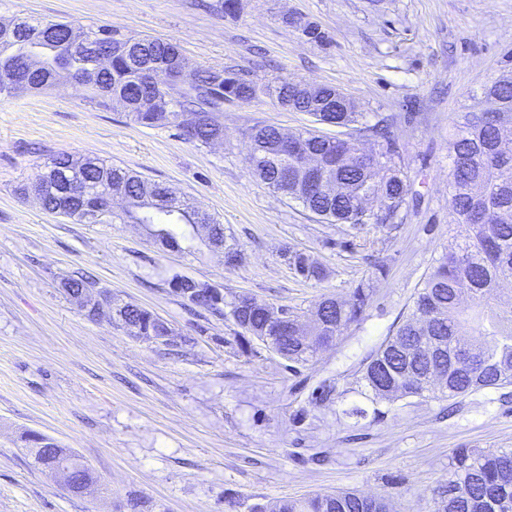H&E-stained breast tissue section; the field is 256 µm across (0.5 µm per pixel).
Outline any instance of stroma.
<instances>
[{"instance_id":"stroma-1","label":"stroma","mask_w":512,"mask_h":512,"mask_svg":"<svg viewBox=\"0 0 512 512\" xmlns=\"http://www.w3.org/2000/svg\"><path fill=\"white\" fill-rule=\"evenodd\" d=\"M0 0V21L49 18L176 40L194 67L234 66L265 79L338 86L390 118L415 196L404 224H321L255 180L246 131H294L307 114L260 99L224 107V142L198 146L171 127L133 124L68 81L0 96V512H229L245 502L350 490L394 512H432L456 448H512V385L456 398L377 402L363 364L413 310L425 274L452 244L448 139L460 113L512 48V0ZM318 23L330 43L299 40L282 21ZM61 153L96 157L176 188L219 216L222 254L178 227L161 250L137 224H76L21 194ZM311 254L324 280L298 276L283 248ZM385 264L375 274L374 261ZM209 281L225 300L246 293L305 312L372 279L361 321L296 370L264 346L244 354L230 316L189 310L168 272ZM82 272L115 300L154 312L172 330L151 343L109 320H89L63 289ZM364 417L349 416L352 407ZM35 431L78 454L100 486L69 491L35 465Z\"/></svg>"}]
</instances>
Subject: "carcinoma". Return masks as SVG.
<instances>
[{
	"instance_id": "1",
	"label": "carcinoma",
	"mask_w": 512,
	"mask_h": 512,
	"mask_svg": "<svg viewBox=\"0 0 512 512\" xmlns=\"http://www.w3.org/2000/svg\"><path fill=\"white\" fill-rule=\"evenodd\" d=\"M306 41L328 40L321 26L298 21ZM72 24L49 19H24L11 32L0 35V94L16 89L4 77L19 73L24 89L50 87L59 78L79 85L83 75L97 66L96 54L112 55V67L100 83H90L94 100L107 106L125 102L131 120L143 127L172 126L185 140L210 145L224 140V105H249L260 98L277 106L313 117V125L284 134L271 124L248 128L251 146L246 158L253 177L270 190L297 202L317 221L326 224H377L394 226L406 218L412 182L402 163L400 147L384 132L377 112H361L333 85L301 86L299 82L258 79L232 66L193 70L181 78L176 71L182 57L179 44L170 39L118 37L106 26L80 28L96 43L91 50L69 42ZM502 74L484 85L482 95L496 102L497 112H464L448 144L450 209L457 233L454 245L439 259L415 298V310L385 339L362 369L361 381L373 400L393 402L421 396L424 388L407 380L412 372L426 371L422 359L427 337L435 336L445 352L470 353V363L448 371L444 391L436 399L473 395L512 385V303L499 301L497 289L512 281V50L504 54ZM31 58L37 68L27 72L21 61ZM320 125L354 128L361 136L380 137L374 157L347 147V141L323 133ZM51 163L64 171L71 189L83 197L76 202L66 194L63 181H49L40 197L42 207L77 224H144L152 227L155 242L164 249L180 248L171 227L185 225L224 249V262L235 265L240 254L224 244V224L170 187L148 181L127 168L96 161L79 166V159L59 154ZM89 188L99 195L119 193L127 208L114 212L100 199L83 196ZM369 195L376 208L364 216L359 200ZM282 258L306 280L325 278L323 266L310 254L288 247ZM168 288H210L212 284L180 273L166 279ZM97 283L73 275L63 283L66 294L95 293ZM371 280L360 281L347 299L324 295L311 317L304 320L291 308L260 302L248 294L234 297L230 315L242 333L240 350L253 351V343L273 336L272 351L289 362L288 369L303 365L331 345L364 315ZM288 312V331L271 322V311ZM118 320L139 327L137 335L150 336L168 329L165 321L137 304L115 308ZM43 435L26 436L35 464L50 469L65 466L83 484L97 482L92 470L72 451L58 445H40ZM380 499L355 493L333 492L306 498L268 499L248 505V512H377ZM435 512H512V449L456 448L452 452L448 483L435 493Z\"/></svg>"
}]
</instances>
